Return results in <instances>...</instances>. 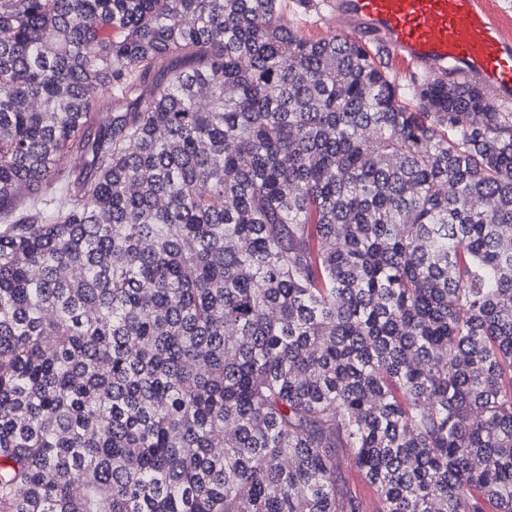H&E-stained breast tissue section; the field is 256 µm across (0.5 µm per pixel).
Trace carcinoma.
Instances as JSON below:
<instances>
[{
    "instance_id": "cac0c4a2",
    "label": "carcinoma",
    "mask_w": 512,
    "mask_h": 512,
    "mask_svg": "<svg viewBox=\"0 0 512 512\" xmlns=\"http://www.w3.org/2000/svg\"><path fill=\"white\" fill-rule=\"evenodd\" d=\"M483 499L512 110L282 0H0V512ZM341 476L343 482L352 490L361 496L366 502L372 499V490L365 483L361 472L355 464L347 457H344L341 464Z\"/></svg>"
}]
</instances>
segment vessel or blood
<instances>
[{"label": "vessel or blood", "instance_id": "1", "mask_svg": "<svg viewBox=\"0 0 512 512\" xmlns=\"http://www.w3.org/2000/svg\"><path fill=\"white\" fill-rule=\"evenodd\" d=\"M336 27L426 76L452 70L512 105V16L497 0H336Z\"/></svg>", "mask_w": 512, "mask_h": 512}]
</instances>
